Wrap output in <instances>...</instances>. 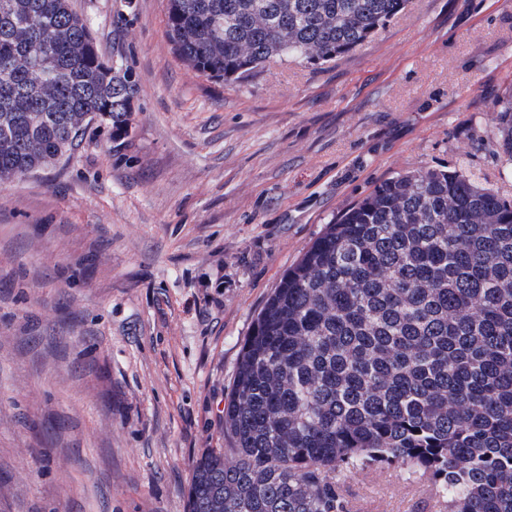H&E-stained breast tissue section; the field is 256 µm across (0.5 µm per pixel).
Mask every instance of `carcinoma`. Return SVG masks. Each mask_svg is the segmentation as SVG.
I'll return each mask as SVG.
<instances>
[{
  "mask_svg": "<svg viewBox=\"0 0 512 512\" xmlns=\"http://www.w3.org/2000/svg\"><path fill=\"white\" fill-rule=\"evenodd\" d=\"M408 0H167L179 58L239 82L322 66ZM136 87L70 0H0V182L127 134ZM512 170V93L493 103ZM194 461L187 512H351L343 478L396 468L445 512H512V201L460 169L382 180L325 225L266 300Z\"/></svg>",
  "mask_w": 512,
  "mask_h": 512,
  "instance_id": "1",
  "label": "carcinoma"
}]
</instances>
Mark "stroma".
Wrapping results in <instances>:
<instances>
[{
    "instance_id": "obj_1",
    "label": "stroma",
    "mask_w": 512,
    "mask_h": 512,
    "mask_svg": "<svg viewBox=\"0 0 512 512\" xmlns=\"http://www.w3.org/2000/svg\"><path fill=\"white\" fill-rule=\"evenodd\" d=\"M137 84L129 134L0 184V512H185L265 300L383 179L461 168L512 200L492 102L512 0H409L335 62L243 82L181 62L165 0H71ZM353 512H439L394 470Z\"/></svg>"
}]
</instances>
